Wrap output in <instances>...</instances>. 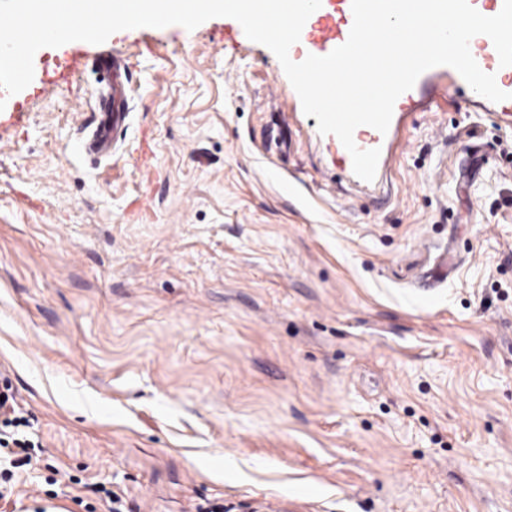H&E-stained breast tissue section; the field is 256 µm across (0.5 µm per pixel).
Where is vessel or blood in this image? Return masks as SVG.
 Returning a JSON list of instances; mask_svg holds the SVG:
<instances>
[{"label":"vessel or blood","instance_id":"vessel-or-blood-1","mask_svg":"<svg viewBox=\"0 0 512 512\" xmlns=\"http://www.w3.org/2000/svg\"><path fill=\"white\" fill-rule=\"evenodd\" d=\"M353 24L351 0H322L321 7L307 20L299 42L290 49L292 60L304 59L307 55L324 56L346 42ZM472 55L479 67L493 74L498 87L507 92L506 100L494 103L495 111L512 113V66L503 67L489 37L477 40ZM127 114L126 99L120 92H112L110 106L101 108L95 118L92 136L84 145L90 154H104L112 148L113 132L124 122Z\"/></svg>","mask_w":512,"mask_h":512}]
</instances>
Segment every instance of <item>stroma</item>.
Here are the masks:
<instances>
[{
  "mask_svg": "<svg viewBox=\"0 0 512 512\" xmlns=\"http://www.w3.org/2000/svg\"><path fill=\"white\" fill-rule=\"evenodd\" d=\"M422 83L357 130L367 182L234 19L37 51L0 90V512H512V122ZM111 89V107H102L95 118V128L92 136L84 145L90 154L108 153L112 148L113 132L124 122L127 114L126 99L116 89Z\"/></svg>",
  "mask_w": 512,
  "mask_h": 512,
  "instance_id": "stroma-1",
  "label": "stroma"
}]
</instances>
